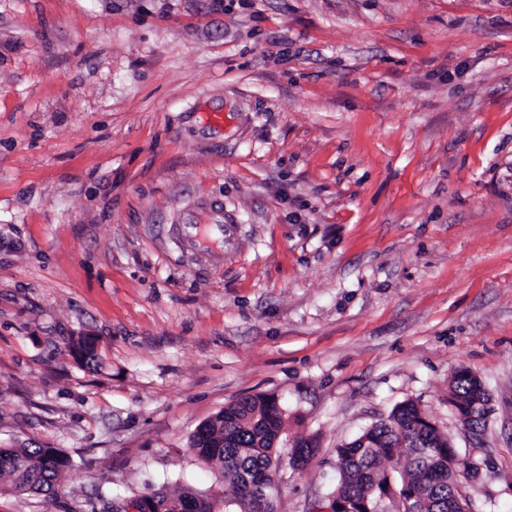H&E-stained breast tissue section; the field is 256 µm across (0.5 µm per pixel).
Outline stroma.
<instances>
[{
    "mask_svg": "<svg viewBox=\"0 0 512 512\" xmlns=\"http://www.w3.org/2000/svg\"><path fill=\"white\" fill-rule=\"evenodd\" d=\"M255 395L318 448L277 512H331L337 448L409 399L512 512V0H0V446L72 461L0 512H224L190 438ZM465 369L457 370L448 386V402L454 408L457 417L465 427L482 432L487 417L473 405L479 402L485 394V385L482 380L475 381L460 375ZM155 499L161 506L162 511L159 512H188V511H177L176 509L186 501L195 499L194 494L188 490L179 492H159L154 494ZM151 495L140 496L127 504L126 510H117V512H157L159 510L155 506L156 500Z\"/></svg>",
    "mask_w": 512,
    "mask_h": 512,
    "instance_id": "1",
    "label": "stroma"
}]
</instances>
